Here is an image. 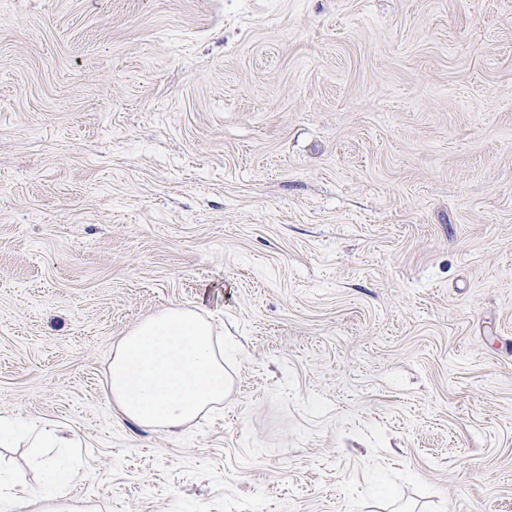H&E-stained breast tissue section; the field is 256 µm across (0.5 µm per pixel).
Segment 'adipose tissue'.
<instances>
[{
	"label": "adipose tissue",
	"instance_id": "1",
	"mask_svg": "<svg viewBox=\"0 0 512 512\" xmlns=\"http://www.w3.org/2000/svg\"><path fill=\"white\" fill-rule=\"evenodd\" d=\"M224 342L199 308H160L116 343L109 366L108 396L127 420L145 429L175 432L221 403L228 390ZM26 442L38 451V485L0 471V512H75L67 487L76 474L68 453L76 439L56 425L0 417V446Z\"/></svg>",
	"mask_w": 512,
	"mask_h": 512
}]
</instances>
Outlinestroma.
Here are the masks:
<instances>
[{"label": "stroma", "mask_w": 512, "mask_h": 512, "mask_svg": "<svg viewBox=\"0 0 512 512\" xmlns=\"http://www.w3.org/2000/svg\"><path fill=\"white\" fill-rule=\"evenodd\" d=\"M242 353L172 433L113 349ZM88 512H512V0H0V415ZM224 341L201 308H160L116 343L108 396L127 420L175 432L224 400Z\"/></svg>", "instance_id": "35a3bbf8"}]
</instances>
